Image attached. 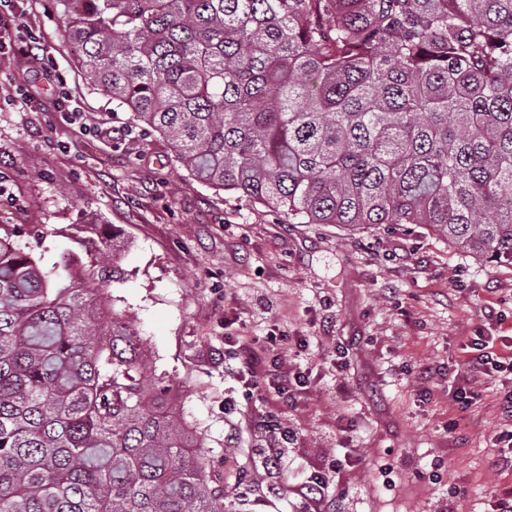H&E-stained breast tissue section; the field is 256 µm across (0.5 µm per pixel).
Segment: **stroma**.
<instances>
[{"mask_svg":"<svg viewBox=\"0 0 512 512\" xmlns=\"http://www.w3.org/2000/svg\"><path fill=\"white\" fill-rule=\"evenodd\" d=\"M43 26L71 71L81 48L67 0ZM38 75L0 58V175L13 192L0 197V231L44 267L70 253L89 269L85 243L115 232L113 308L136 325L146 381L176 391L235 512H303L304 488L334 462L340 479L317 491L319 512H489L512 489L492 443L512 374L478 378L483 395L464 411L448 392L478 355L473 338L512 335V267L477 263L422 225L288 223L192 179L163 137L132 130L88 84L77 125L55 112L47 80L17 106L18 84ZM273 334L292 344L266 347L259 371L309 376L289 404L247 389L231 351Z\"/></svg>","mask_w":512,"mask_h":512,"instance_id":"stroma-1","label":"stroma"}]
</instances>
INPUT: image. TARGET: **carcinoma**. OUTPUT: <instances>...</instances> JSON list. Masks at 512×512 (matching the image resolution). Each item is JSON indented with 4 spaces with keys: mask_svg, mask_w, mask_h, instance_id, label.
<instances>
[{
    "mask_svg": "<svg viewBox=\"0 0 512 512\" xmlns=\"http://www.w3.org/2000/svg\"><path fill=\"white\" fill-rule=\"evenodd\" d=\"M70 2L87 84L193 179L290 224H421L512 266V0ZM96 263L121 278L117 252ZM85 281L0 236V512H232Z\"/></svg>",
    "mask_w": 512,
    "mask_h": 512,
    "instance_id": "1",
    "label": "carcinoma"
}]
</instances>
